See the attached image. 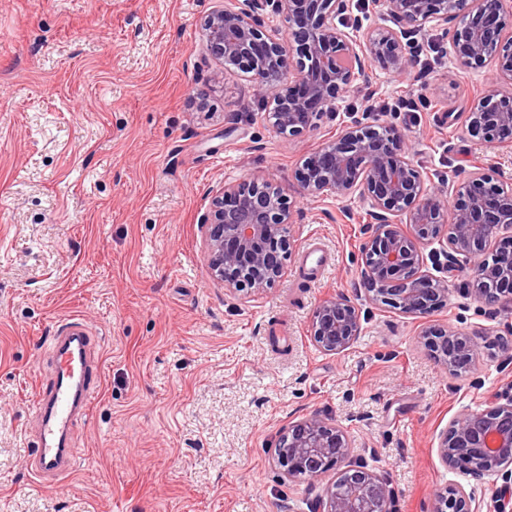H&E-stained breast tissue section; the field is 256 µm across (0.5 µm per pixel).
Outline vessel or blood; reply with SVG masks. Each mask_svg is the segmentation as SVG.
<instances>
[{
    "instance_id": "obj_1",
    "label": "vessel or blood",
    "mask_w": 512,
    "mask_h": 512,
    "mask_svg": "<svg viewBox=\"0 0 512 512\" xmlns=\"http://www.w3.org/2000/svg\"><path fill=\"white\" fill-rule=\"evenodd\" d=\"M53 375L38 391L34 421L35 446L29 454L32 476L57 481L76 463L73 427L90 405L99 382V363L91 330L78 318L59 320L46 339Z\"/></svg>"
}]
</instances>
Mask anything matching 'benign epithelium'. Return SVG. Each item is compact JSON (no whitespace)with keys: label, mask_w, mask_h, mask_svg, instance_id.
Wrapping results in <instances>:
<instances>
[{"label":"benign epithelium","mask_w":512,"mask_h":512,"mask_svg":"<svg viewBox=\"0 0 512 512\" xmlns=\"http://www.w3.org/2000/svg\"><path fill=\"white\" fill-rule=\"evenodd\" d=\"M282 18L284 29L265 26L264 10ZM371 13L395 27L374 26L360 36L347 30L348 0H224L201 26L207 54L224 65L242 66L273 103V125L299 136L323 114L336 112L357 88L367 64L404 76L417 56L403 36L443 28L461 71L491 66L494 80L465 112L467 133L482 143L512 151V0H369ZM296 44L288 50V39ZM405 134L375 124L344 128L305 159L304 194L318 198L359 194L370 201L376 229L365 242L360 281L369 301L405 313L427 314L444 301L448 282L421 271V249L441 226L448 236V273H466L467 290L492 307L512 305V244L481 258L501 230H512V182L476 168L453 188L455 202L427 185L424 172L403 147ZM410 230L393 228L400 220ZM292 217L286 198L265 183H227L211 201L201 228L214 280L225 291H263L284 272ZM361 311L338 295L312 316L311 336L328 354L346 350L359 336ZM433 355L454 372L467 369L476 346L451 331L428 330ZM442 458L479 478L502 473L494 512H512V397L504 404L453 419L440 444ZM283 473L317 478L344 462V433L319 416L283 432L274 448ZM395 495L382 477L360 463L311 504L312 512H394ZM441 512H471L464 492L452 489Z\"/></svg>","instance_id":"benign-epithelium-1"}]
</instances>
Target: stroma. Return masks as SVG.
<instances>
[{
  "instance_id": "1",
  "label": "stroma",
  "mask_w": 512,
  "mask_h": 512,
  "mask_svg": "<svg viewBox=\"0 0 512 512\" xmlns=\"http://www.w3.org/2000/svg\"><path fill=\"white\" fill-rule=\"evenodd\" d=\"M224 0H0V512H309L340 473L286 478L280 434L312 416L345 433L396 493L397 512H436L463 489L493 512L499 474L480 478L440 454L449 422L512 393V308L485 306L423 248V271L450 279L427 316L369 305L362 248L374 227L358 195L306 196L307 154L363 120V97L394 101L414 84L428 103L399 112L404 146L433 188L476 167L512 177V156L476 141L462 111L493 78L462 72L440 30L418 35L426 71L369 68L359 90L317 129L291 137L240 68L208 57L201 24ZM208 106L198 109V93ZM255 179L293 213L285 273L257 293L225 292L200 224L225 183ZM328 268L303 269L311 239ZM346 294L366 315L332 355L311 338L315 309ZM77 316L98 341L102 386L74 428L65 485L33 478L42 348L57 319ZM471 338L462 372L434 360L424 332Z\"/></svg>"
}]
</instances>
